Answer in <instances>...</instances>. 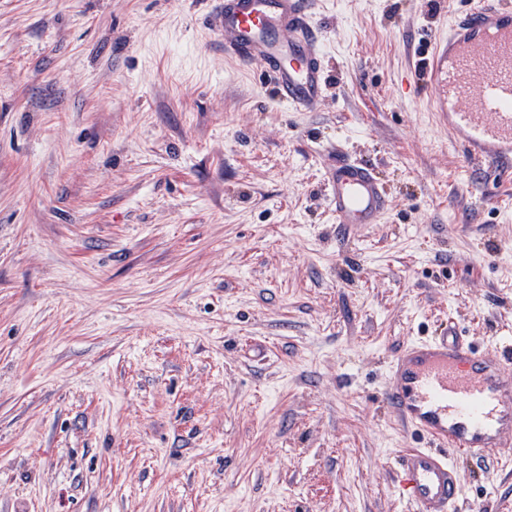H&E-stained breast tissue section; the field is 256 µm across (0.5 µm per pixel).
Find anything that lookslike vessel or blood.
Here are the masks:
<instances>
[{
	"label": "vessel or blood",
	"mask_w": 512,
	"mask_h": 512,
	"mask_svg": "<svg viewBox=\"0 0 512 512\" xmlns=\"http://www.w3.org/2000/svg\"><path fill=\"white\" fill-rule=\"evenodd\" d=\"M215 26L225 58L262 59L290 109L317 107L325 77L311 0H224ZM428 79L462 157L511 177L512 5L470 0L438 33ZM328 189L339 224L378 223L388 206L373 171L347 158H337ZM385 398L429 441L399 458L397 481L412 512H450L461 490L455 458L483 459L512 438V353L479 351L459 336L411 341L389 367Z\"/></svg>",
	"instance_id": "vessel-or-blood-1"
}]
</instances>
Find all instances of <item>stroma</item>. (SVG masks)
Masks as SVG:
<instances>
[{
	"mask_svg": "<svg viewBox=\"0 0 512 512\" xmlns=\"http://www.w3.org/2000/svg\"><path fill=\"white\" fill-rule=\"evenodd\" d=\"M468 0H314L292 112L222 0H0V512H408L400 348L512 339V179L419 78ZM389 208L335 223L337 151ZM451 512H512V450Z\"/></svg>",
	"mask_w": 512,
	"mask_h": 512,
	"instance_id": "35a3bbf8",
	"label": "stroma"
}]
</instances>
